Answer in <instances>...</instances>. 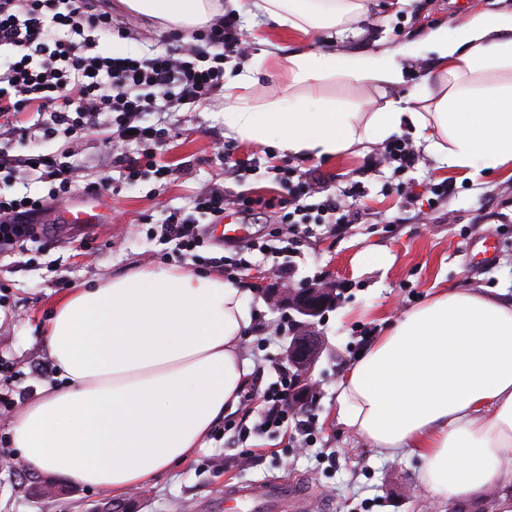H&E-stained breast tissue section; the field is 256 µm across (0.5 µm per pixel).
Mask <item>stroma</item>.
I'll use <instances>...</instances> for the list:
<instances>
[{
    "label": "stroma",
    "instance_id": "stroma-1",
    "mask_svg": "<svg viewBox=\"0 0 512 512\" xmlns=\"http://www.w3.org/2000/svg\"><path fill=\"white\" fill-rule=\"evenodd\" d=\"M113 14L126 19L136 34L101 36L104 54L144 55L160 50L163 25L127 11L121 0H103ZM496 12L512 9V0H366L365 12L349 31L302 33L280 28L272 19L240 17L241 32L251 43V58L262 59L258 83L248 90L250 104L262 106L288 93L281 59L300 51L360 52L421 39L432 27L461 21L469 7ZM409 80L378 91L344 79L328 82L324 94L346 102L352 111H378L386 99L411 95L432 69L431 58L408 61ZM146 120L169 128L158 156L175 168L173 181L146 173L126 183L105 153L108 115L83 140L74 157L75 189L70 202L95 197L106 203V218L94 229L58 223L57 211L45 214L39 247L0 252V454L18 458L10 445L15 413L36 397L56 373L45 346V326L55 303L81 285L119 277L138 267L179 266L220 275L224 255L264 235L278 221V209L242 217L244 231L225 235L208 222L198 229L202 247L177 251L160 240V224L169 212L192 215L200 188L223 186L232 192L283 196L268 168L289 165L317 183L325 193L359 188L357 220L340 233L310 216L306 234L287 254H254L241 276L252 285L248 309L253 319L244 355L252 364L251 384L235 411L224 414L195 458L163 475L156 484L129 491L120 499L130 512H254L270 479L297 483L309 491L317 512H498L499 495L443 499L418 482L415 456L386 458L337 424L336 385L357 355L386 328L388 320L450 287H484L512 296V166L472 178L441 168L410 130L401 137L413 147L414 168L399 174L384 160V144L356 154L300 160L270 146L226 137L224 103L215 101L189 112H150ZM233 146L235 159L256 165V174L231 179L216 158L220 147ZM114 180L111 191H91L102 177ZM446 183L442 198L427 193V184ZM375 251L377 261L365 260ZM298 285L334 282L336 302L316 325L324 343L313 370L320 393L302 413L291 437L253 433L263 408L262 393L288 367L281 356L288 343L280 327L287 309L273 308L268 288L283 279ZM251 464L243 468L240 457ZM256 487L253 501L232 500L230 485ZM105 490L72 486L68 496L31 501L0 472V512H95L110 499Z\"/></svg>",
    "mask_w": 512,
    "mask_h": 512
}]
</instances>
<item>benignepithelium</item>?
<instances>
[{"instance_id": "benign-epithelium-1", "label": "benign epithelium", "mask_w": 512, "mask_h": 512, "mask_svg": "<svg viewBox=\"0 0 512 512\" xmlns=\"http://www.w3.org/2000/svg\"><path fill=\"white\" fill-rule=\"evenodd\" d=\"M267 299L272 306L286 307L294 313L292 336L283 359L288 362L294 380L288 403L293 409L301 410L317 394L311 375L323 347L315 330L316 320L335 304L336 288L329 281L315 282L302 288L290 282L269 289Z\"/></svg>"}]
</instances>
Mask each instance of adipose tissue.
I'll return each instance as SVG.
<instances>
[{
    "label": "adipose tissue",
    "mask_w": 512,
    "mask_h": 512,
    "mask_svg": "<svg viewBox=\"0 0 512 512\" xmlns=\"http://www.w3.org/2000/svg\"><path fill=\"white\" fill-rule=\"evenodd\" d=\"M133 12L190 31L217 0H124ZM365 0H252L249 17L308 31L346 28ZM433 55L432 87L419 111L391 99L368 117L316 86L342 78L383 89L403 84L404 61ZM290 86L308 93L264 106L244 91L256 63L224 87V134L302 159L334 157L412 128L449 170L512 164V10H474L422 40L360 54L287 56ZM251 326L238 282L178 266L139 268L77 288L47 321L57 382L14 415L13 448L32 472L115 496L153 485L187 464L236 405L247 379L243 340ZM336 420L379 453L420 460V484L447 499L503 488L512 512V299L474 288L443 290L404 314L352 364L336 388Z\"/></svg>",
    "instance_id": "1"
}]
</instances>
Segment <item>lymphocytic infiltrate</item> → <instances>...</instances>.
Masks as SVG:
<instances>
[{"mask_svg": "<svg viewBox=\"0 0 512 512\" xmlns=\"http://www.w3.org/2000/svg\"><path fill=\"white\" fill-rule=\"evenodd\" d=\"M126 21L108 10L94 9L91 0H0V117L12 112L40 116L45 137L64 136L78 148L100 115L110 117L105 145L113 166L127 179L140 178L156 168L155 147L166 140L165 129L146 126V112L179 111L220 99L224 95V64L243 58L250 48L236 17L227 12L200 30L191 41L165 36V49L142 56L98 53L104 34H128ZM139 153L127 154L129 145ZM24 176L40 172L52 187L44 198L0 197V246H17L35 239L36 218L52 202L73 190V169L51 155L13 154L0 146V172ZM288 197L280 201V223L271 237L296 234L297 219L308 209V198L319 189L296 170H284ZM271 200L233 194L216 186L201 188L194 209L204 218L219 220L227 209L250 213L271 207ZM292 387L281 375L264 392L266 408L259 430H278L295 418L287 396Z\"/></svg>", "mask_w": 512, "mask_h": 512, "instance_id": "lymphocytic-infiltrate-1", "label": "lymphocytic infiltrate"}]
</instances>
